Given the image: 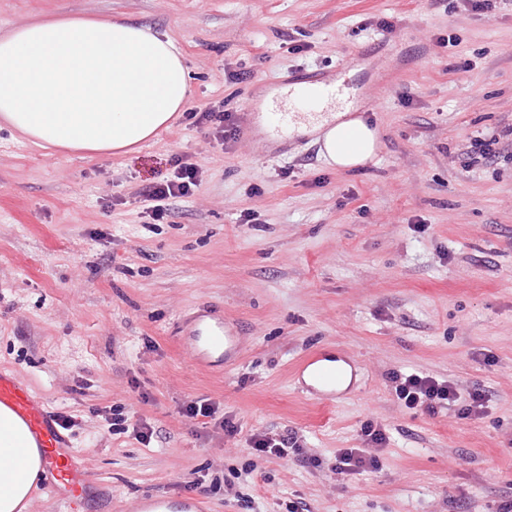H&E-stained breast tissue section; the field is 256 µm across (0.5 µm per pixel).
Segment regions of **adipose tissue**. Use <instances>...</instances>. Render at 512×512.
<instances>
[{"mask_svg": "<svg viewBox=\"0 0 512 512\" xmlns=\"http://www.w3.org/2000/svg\"><path fill=\"white\" fill-rule=\"evenodd\" d=\"M190 95L174 39L124 20L65 17L0 36V121L37 145L88 157L133 151L167 131ZM318 132L339 169L372 161L378 130L346 99L324 101L296 123ZM42 471L34 442L0 414V512H18Z\"/></svg>", "mask_w": 512, "mask_h": 512, "instance_id": "adipose-tissue-1", "label": "adipose tissue"}]
</instances>
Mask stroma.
I'll return each instance as SVG.
<instances>
[{"label":"stroma","mask_w":512,"mask_h":512,"mask_svg":"<svg viewBox=\"0 0 512 512\" xmlns=\"http://www.w3.org/2000/svg\"><path fill=\"white\" fill-rule=\"evenodd\" d=\"M125 18L168 33L189 70L188 110L220 104L239 135L217 146L179 117L137 150L90 159L0 122V367L42 394L83 458L82 512L149 497L243 512L214 478L252 434L295 433L325 467L258 459L236 487L252 512H495L512 496V9L471 0H0V32L55 15ZM351 59L346 71L338 63ZM341 75L379 131L366 166L327 164L313 136L268 137L265 94L297 70ZM258 72L243 82L233 75ZM496 139L474 159L471 141ZM203 178L153 220L145 191L178 159ZM256 221L243 224L242 211ZM209 306L242 336L236 363L197 366L184 316ZM346 359L354 385L308 397L310 352ZM488 391V412L400 406L391 373ZM205 399L214 418L183 416ZM150 427L115 436L111 408ZM240 428L227 437L219 422ZM390 430L381 467L327 468Z\"/></svg>","instance_id":"stroma-1"}]
</instances>
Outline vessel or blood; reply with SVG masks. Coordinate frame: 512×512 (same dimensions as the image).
<instances>
[{"instance_id":"1","label":"vessel or blood","mask_w":512,"mask_h":512,"mask_svg":"<svg viewBox=\"0 0 512 512\" xmlns=\"http://www.w3.org/2000/svg\"><path fill=\"white\" fill-rule=\"evenodd\" d=\"M319 104L307 95L296 99L288 112H275L270 116V130L279 140L286 139L299 112L310 111ZM183 326L190 341L196 342L195 357L199 365L207 368L222 367L234 361L241 347V339L223 319L194 313L186 317ZM298 376L304 377V388L314 399L331 402L336 398L339 375L335 366L326 362V355L315 352L300 361ZM8 412L34 440L46 468L45 488L59 495V487H67V495H59L66 512H74L82 497L86 482L84 466L72 451L68 436L62 431L55 413L46 399L22 384L8 368H0V412ZM200 502L172 501L154 497L144 501V512H199Z\"/></svg>"}]
</instances>
